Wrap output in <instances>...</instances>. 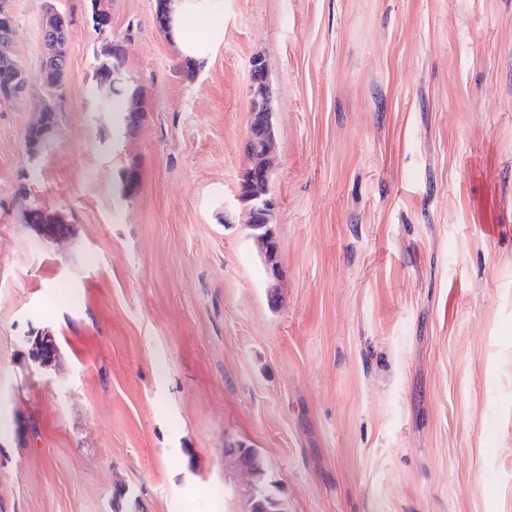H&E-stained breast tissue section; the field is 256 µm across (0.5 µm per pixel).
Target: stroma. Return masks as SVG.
<instances>
[{"label":"stroma","mask_w":512,"mask_h":512,"mask_svg":"<svg viewBox=\"0 0 512 512\" xmlns=\"http://www.w3.org/2000/svg\"><path fill=\"white\" fill-rule=\"evenodd\" d=\"M175 3L190 76L156 0H110L131 133L100 107L88 0H12L29 73L48 7L73 36L39 157L40 82L0 99V512H114L119 487L248 512L229 440L288 512H512V0ZM257 56L271 261L236 199ZM35 331L59 342L44 376ZM38 112L37 121L29 126L25 134L26 148L32 157H37L43 152L49 137V131L57 121L54 106L45 107L43 104L42 106L40 104Z\"/></svg>","instance_id":"stroma-1"}]
</instances>
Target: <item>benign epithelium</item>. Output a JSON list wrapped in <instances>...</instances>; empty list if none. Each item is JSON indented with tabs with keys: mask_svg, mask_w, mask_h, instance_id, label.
<instances>
[{
	"mask_svg": "<svg viewBox=\"0 0 512 512\" xmlns=\"http://www.w3.org/2000/svg\"><path fill=\"white\" fill-rule=\"evenodd\" d=\"M70 28L66 16L56 10L47 13L43 19V32L48 37L43 41V51L52 53L57 44L50 37V33ZM251 89L253 91V107L250 113L246 136V149L250 155V165L242 173L237 190V200L251 214L252 224L249 228L254 230L264 226L270 231L271 213L274 207L273 199L268 193H259L255 188L261 184H269L271 178L270 153L274 144L275 131L271 113L265 106L266 84L265 70L262 61L252 59L251 63Z\"/></svg>",
	"mask_w": 512,
	"mask_h": 512,
	"instance_id": "1",
	"label": "benign epithelium"
}]
</instances>
